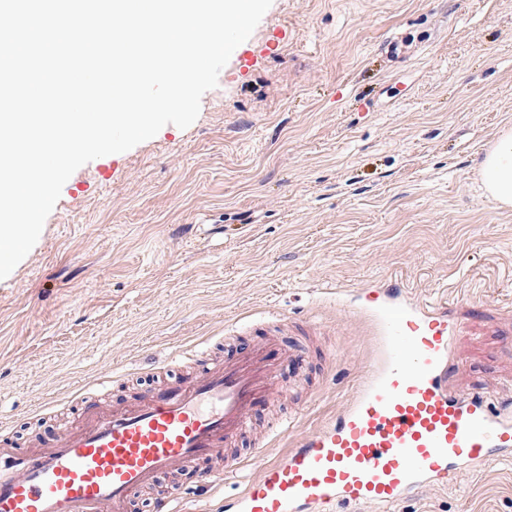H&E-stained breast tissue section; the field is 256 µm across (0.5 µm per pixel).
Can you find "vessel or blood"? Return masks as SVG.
<instances>
[{
    "mask_svg": "<svg viewBox=\"0 0 512 512\" xmlns=\"http://www.w3.org/2000/svg\"><path fill=\"white\" fill-rule=\"evenodd\" d=\"M365 315L382 340V361L338 416L267 460L225 499L224 512H332L339 503L390 506L445 486L493 457H512V412L448 385L456 355L447 303H424L400 286L374 287ZM276 335L239 344L176 384L132 405L91 411L76 433L37 453L0 436V512H130L134 492L200 461L219 488L238 461H225L278 382Z\"/></svg>",
    "mask_w": 512,
    "mask_h": 512,
    "instance_id": "obj_1",
    "label": "vessel or blood"
}]
</instances>
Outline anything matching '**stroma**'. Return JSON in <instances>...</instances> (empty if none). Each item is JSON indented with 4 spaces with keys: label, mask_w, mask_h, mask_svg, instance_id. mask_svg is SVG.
I'll return each mask as SVG.
<instances>
[{
    "label": "stroma",
    "mask_w": 512,
    "mask_h": 512,
    "mask_svg": "<svg viewBox=\"0 0 512 512\" xmlns=\"http://www.w3.org/2000/svg\"><path fill=\"white\" fill-rule=\"evenodd\" d=\"M507 126L512 0H273L196 121L76 170L0 280V427L38 452L91 407L195 377V348L260 342L283 314L316 331L283 338L306 358L304 388L290 391L297 372L283 370L275 404L255 414L261 431L302 410L276 457L379 364V336L336 291L386 280L447 299L455 390L512 404V209L480 173ZM254 474L219 490L165 474L130 512H153L168 491L224 512L225 493ZM334 512H512V460L386 511Z\"/></svg>",
    "instance_id": "obj_1"
}]
</instances>
